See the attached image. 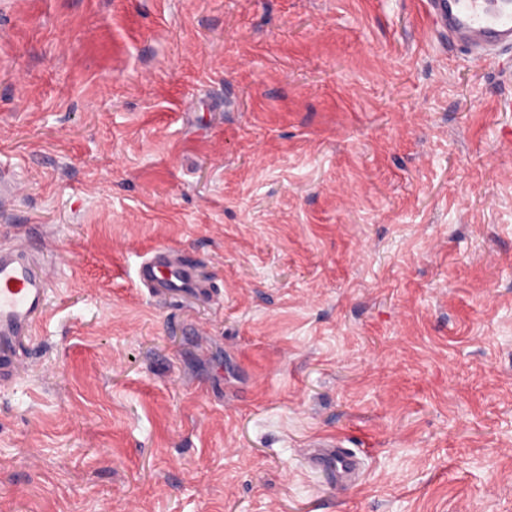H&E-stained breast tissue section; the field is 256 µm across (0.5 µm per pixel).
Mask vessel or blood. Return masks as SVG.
Returning <instances> with one entry per match:
<instances>
[{"mask_svg": "<svg viewBox=\"0 0 512 512\" xmlns=\"http://www.w3.org/2000/svg\"><path fill=\"white\" fill-rule=\"evenodd\" d=\"M436 25L465 42L476 61L512 50V0H431ZM11 244L0 246V387L15 382L37 322L47 310L49 279L23 246L22 229ZM138 280L148 292L180 295L205 293L208 284L171 247L160 246L145 257Z\"/></svg>", "mask_w": 512, "mask_h": 512, "instance_id": "1", "label": "vessel or blood"}]
</instances>
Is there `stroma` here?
Returning <instances> with one entry per match:
<instances>
[{
    "mask_svg": "<svg viewBox=\"0 0 512 512\" xmlns=\"http://www.w3.org/2000/svg\"><path fill=\"white\" fill-rule=\"evenodd\" d=\"M0 167L50 259L0 512H512L511 56L426 0H0ZM138 280L149 293L180 295L206 292L210 285L201 280L194 267L172 247L159 246L145 257L138 268Z\"/></svg>",
    "mask_w": 512,
    "mask_h": 512,
    "instance_id": "35a3bbf8",
    "label": "stroma"
}]
</instances>
